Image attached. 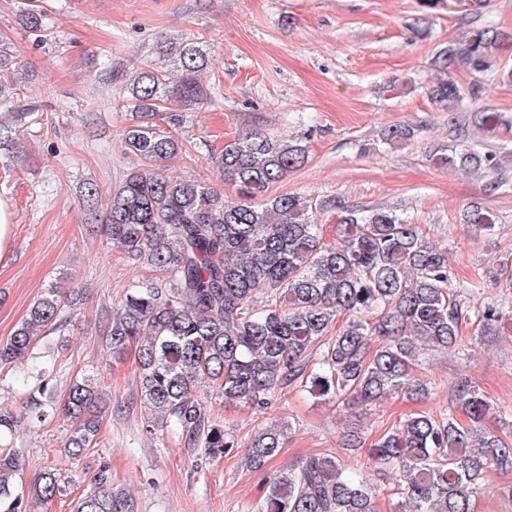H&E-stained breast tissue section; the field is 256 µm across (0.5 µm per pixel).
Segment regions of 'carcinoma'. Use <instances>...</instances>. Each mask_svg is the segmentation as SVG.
<instances>
[{
	"instance_id": "1",
	"label": "carcinoma",
	"mask_w": 512,
	"mask_h": 512,
	"mask_svg": "<svg viewBox=\"0 0 512 512\" xmlns=\"http://www.w3.org/2000/svg\"><path fill=\"white\" fill-rule=\"evenodd\" d=\"M19 21L38 36L47 26V12L39 0H28ZM501 39L502 33L488 25L440 49L433 60L439 73L429 91L437 110L459 109L464 92L453 71H489ZM156 54L125 75L123 86L124 107L135 114L124 134L125 150L147 167L123 174L100 219L102 231L129 258L165 273L159 281L131 285L117 311L103 320L107 352L119 356L137 344L146 431H170L211 459L230 454L237 441L196 395L202 381L224 403L255 411L268 409L297 384L361 406L384 396L426 393L427 384L413 373L420 348L458 345L463 320L447 252L387 208L345 211L338 242H324L315 211L330 201L269 194L305 161V146L293 137L250 132L210 153L224 183L236 188L238 202L173 175L167 161L181 152L183 115L170 104L190 108L212 101L211 87L201 80L209 58L191 39L163 40ZM15 58L10 39L1 35L0 109L6 112L0 119V158L15 152L19 128L35 111L14 100ZM441 162L467 172L498 166L493 154L474 149L452 150ZM81 196L93 211L102 201L91 180L83 182ZM463 223L489 231L495 217L476 206L464 211ZM62 308L57 289H46L0 345V363L18 362L23 380L38 381L40 397L27 408L28 417L38 422L54 404L46 377L55 364L49 359L29 364L24 358L32 355L39 333L56 328ZM342 314L351 319L333 336L332 325ZM501 318L494 306L477 311L489 336ZM374 336L381 343L374 344ZM457 397L467 421L452 413L410 415L369 448L375 463L398 473L393 512H475L483 474L512 468V440L483 427L493 405L467 382L459 384ZM104 402V391L89 377L68 388L62 408L71 421L64 442L68 457L92 446ZM292 427L288 421L260 429L245 465L264 470ZM20 466L14 450L0 448V512H26L24 501L11 491ZM109 480L101 472L76 512H136L133 498L112 491ZM60 493L51 470L32 488V496L43 502ZM254 512H378V505L366 481L349 475L338 456L315 454L270 478Z\"/></svg>"
}]
</instances>
